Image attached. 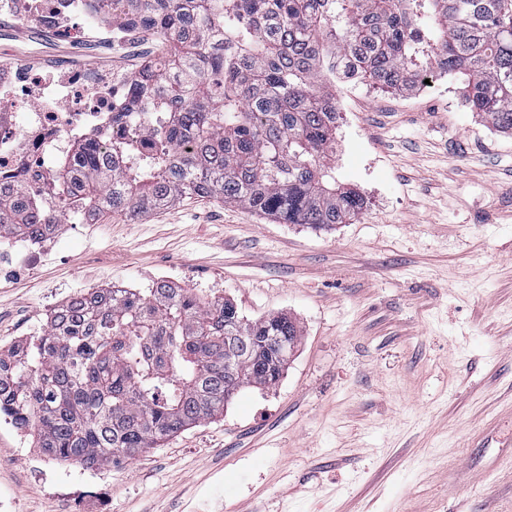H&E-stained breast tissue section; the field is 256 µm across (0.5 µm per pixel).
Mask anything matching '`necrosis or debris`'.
I'll return each mask as SVG.
<instances>
[{
  "label": "necrosis or debris",
  "mask_w": 512,
  "mask_h": 512,
  "mask_svg": "<svg viewBox=\"0 0 512 512\" xmlns=\"http://www.w3.org/2000/svg\"><path fill=\"white\" fill-rule=\"evenodd\" d=\"M15 11L29 23L51 29L60 40L79 43L112 32V10L91 9L88 0H16ZM44 79L14 64L0 65V189L6 194L37 192L46 212L61 205L54 185L55 163L85 130L99 146L112 140V99L123 94L112 73L98 68L59 66ZM59 240L56 225L12 240L0 249V278L39 267Z\"/></svg>",
  "instance_id": "1"
}]
</instances>
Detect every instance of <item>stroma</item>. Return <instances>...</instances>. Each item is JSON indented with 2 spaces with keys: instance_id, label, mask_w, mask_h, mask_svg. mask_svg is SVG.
<instances>
[{
  "instance_id": "obj_1",
  "label": "stroma",
  "mask_w": 512,
  "mask_h": 512,
  "mask_svg": "<svg viewBox=\"0 0 512 512\" xmlns=\"http://www.w3.org/2000/svg\"><path fill=\"white\" fill-rule=\"evenodd\" d=\"M155 42L83 50L31 24L0 63L131 72ZM336 86V176L366 205L333 230L217 198L64 224L51 261L0 279V351L89 288L159 281L241 316L295 319L279 383L100 469L49 457L0 419L11 512H512V133L462 80Z\"/></svg>"
}]
</instances>
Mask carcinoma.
<instances>
[{"mask_svg":"<svg viewBox=\"0 0 512 512\" xmlns=\"http://www.w3.org/2000/svg\"><path fill=\"white\" fill-rule=\"evenodd\" d=\"M112 17L165 52L120 74L112 143L88 138L61 161L58 214L33 193L0 196V234L195 197L280 224L350 223L365 201L333 176L335 59L382 90L460 75L471 110L512 131V0H112ZM134 114L146 141L125 128ZM301 336L286 315L246 321L164 281L92 288L0 353V416L52 457L106 466L224 413L228 391L275 386Z\"/></svg>","mask_w":512,"mask_h":512,"instance_id":"carcinoma-1","label":"carcinoma"}]
</instances>
